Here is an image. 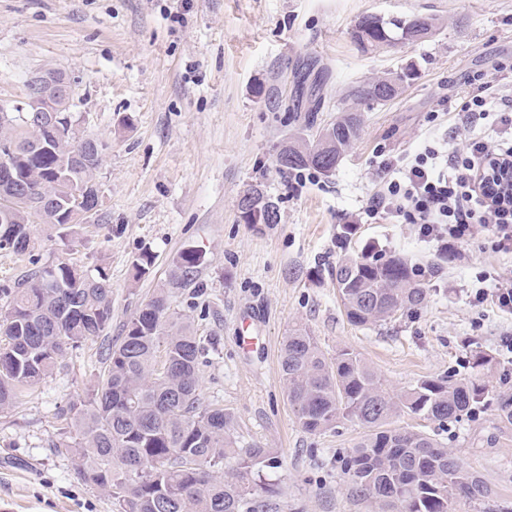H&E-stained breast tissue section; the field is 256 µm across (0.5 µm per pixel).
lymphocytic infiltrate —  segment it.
Listing matches in <instances>:
<instances>
[{"label": "lymphocytic infiltrate", "instance_id": "1", "mask_svg": "<svg viewBox=\"0 0 512 512\" xmlns=\"http://www.w3.org/2000/svg\"><path fill=\"white\" fill-rule=\"evenodd\" d=\"M496 110L497 141L469 140L461 151L429 147L412 157L383 160L378 189L362 210L367 219L387 217L415 224L423 239L440 251L451 250L483 225L495 251L512 253V203H499L485 190V174L495 159L512 161V97H493L481 82L458 105L463 122L485 118Z\"/></svg>", "mask_w": 512, "mask_h": 512}]
</instances>
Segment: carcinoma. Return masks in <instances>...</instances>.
Listing matches in <instances>:
<instances>
[{
	"label": "carcinoma",
	"mask_w": 512,
	"mask_h": 512,
	"mask_svg": "<svg viewBox=\"0 0 512 512\" xmlns=\"http://www.w3.org/2000/svg\"><path fill=\"white\" fill-rule=\"evenodd\" d=\"M434 19L361 17L353 30L363 49L414 40ZM416 72H401L355 85L344 95L336 121L316 127L321 99L319 80L300 83L309 107L306 127L313 138L283 145L281 170L312 168L324 176L336 170L359 135L363 103L396 97ZM7 164L29 186L23 194L0 195V251L29 255L30 273L0 285V409L9 407L25 387L64 366L69 352L88 340L104 338L112 323V284L102 270L91 275L65 261L42 263L34 254L31 228L52 224L62 241L72 242L81 224L101 219L103 195L96 181L102 160L81 153L65 123L41 124L28 112H0V165ZM246 224H268L280 214L279 201L260 185L238 201ZM206 255L189 247L170 260L165 280L124 325L115 344L101 354L103 371L85 398L58 409L76 436L63 448L92 457L83 479L108 492L119 512H268L260 467L275 464L268 449L241 447L233 416L200 394L204 344L188 318L172 310L176 294L193 288ZM153 254L145 250L133 263L134 278L148 275ZM439 268L427 270L400 254L345 256L332 279L347 320L354 326L386 321L421 306L427 283ZM491 359L473 355L476 374L460 380L425 378L394 395L378 372L350 348L325 356L314 337L294 329L283 341L279 364L288 401L302 429L317 435L343 420L367 432L340 457L352 491L371 500L378 512H452L458 499L478 502L486 512L491 488L465 468L455 452L433 436L390 428L400 412L421 415L444 428L486 404L499 421L512 426V394L495 395L478 374ZM236 463L237 476H217L224 460ZM129 460L141 469L127 470Z\"/></svg>",
	"instance_id": "cac0c4a2"
}]
</instances>
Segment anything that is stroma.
<instances>
[{"instance_id": "obj_1", "label": "stroma", "mask_w": 512, "mask_h": 512, "mask_svg": "<svg viewBox=\"0 0 512 512\" xmlns=\"http://www.w3.org/2000/svg\"><path fill=\"white\" fill-rule=\"evenodd\" d=\"M367 14L439 19L421 41L377 50L352 38ZM327 79L319 125L335 122L352 85L406 64L414 80L396 98L372 105L348 155L331 176L294 192L278 169L279 146L305 133L290 105L303 64ZM44 66L76 81L81 128L106 141L101 170L103 219L64 245L57 228H34L35 253L112 283L110 337L149 299L171 257L187 245L209 262L200 286L179 293L176 311L192 320L206 347L200 392L234 418L240 445L270 448L276 468L272 512H372L352 492L338 457L364 433L354 422L312 435L298 424L280 374L290 329L305 328L326 356L349 347L398 393L431 376L463 378L475 352L494 358L490 390L512 389V315L494 301L473 304L479 279L512 280V253L495 252L482 227L441 258L413 224L380 218L342 226L376 188L381 154L415 155L445 141L460 149L487 135L490 120L461 125L457 105L482 76L512 87V0H0V105L21 99ZM261 185L279 200L281 220L239 218L237 202ZM439 266L425 303L373 326L351 325L329 272L341 254L368 247ZM149 249V276L133 280V261ZM101 341L69 355L68 369L24 389L0 410V512H118L114 500L79 471L85 458L57 407L84 398L98 382ZM395 426L422 431L453 448L512 512V427L493 406L439 429L401 413Z\"/></svg>"}]
</instances>
